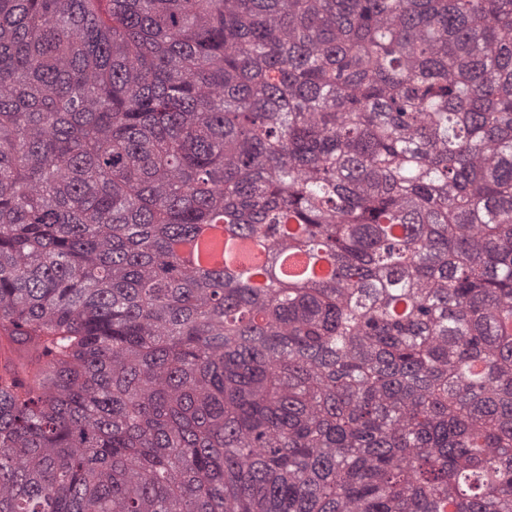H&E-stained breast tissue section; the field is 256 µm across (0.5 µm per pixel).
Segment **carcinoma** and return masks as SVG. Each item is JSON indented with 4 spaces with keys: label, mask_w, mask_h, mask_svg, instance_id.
I'll list each match as a JSON object with an SVG mask.
<instances>
[{
    "label": "carcinoma",
    "mask_w": 512,
    "mask_h": 512,
    "mask_svg": "<svg viewBox=\"0 0 512 512\" xmlns=\"http://www.w3.org/2000/svg\"><path fill=\"white\" fill-rule=\"evenodd\" d=\"M0 512H512V0H0ZM223 228L224 225L222 224H211V226L205 228L203 233L204 245L201 247V256L204 263L237 266L244 256L253 259L257 263L264 261V251L260 245L254 242L224 238Z\"/></svg>",
    "instance_id": "obj_1"
}]
</instances>
